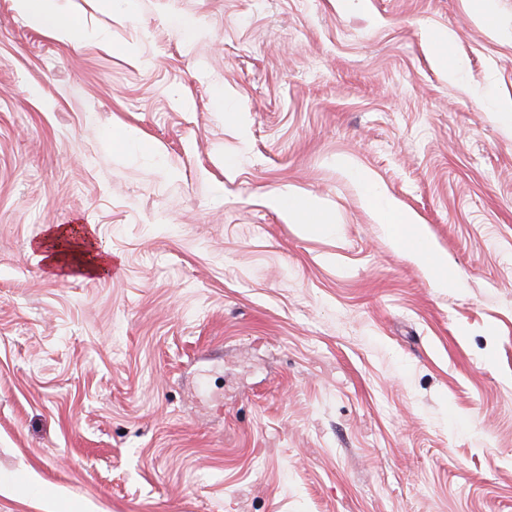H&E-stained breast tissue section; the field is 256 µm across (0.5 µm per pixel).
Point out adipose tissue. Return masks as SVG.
<instances>
[{
	"label": "adipose tissue",
	"instance_id": "1",
	"mask_svg": "<svg viewBox=\"0 0 512 512\" xmlns=\"http://www.w3.org/2000/svg\"><path fill=\"white\" fill-rule=\"evenodd\" d=\"M18 12L32 25L63 37H73L77 30L66 13L60 10L59 0H15ZM364 194L373 207L376 221L397 246L406 248L411 256L427 269L436 271L440 287L448 285V261L436 252L416 218L393 203L383 200L372 186H365ZM275 208L284 210L303 228L325 224L326 213L320 202L303 197L292 190L276 192L271 197Z\"/></svg>",
	"mask_w": 512,
	"mask_h": 512
}]
</instances>
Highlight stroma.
I'll use <instances>...</instances> for the list:
<instances>
[{
    "instance_id": "obj_1",
    "label": "stroma",
    "mask_w": 512,
    "mask_h": 512,
    "mask_svg": "<svg viewBox=\"0 0 512 512\" xmlns=\"http://www.w3.org/2000/svg\"><path fill=\"white\" fill-rule=\"evenodd\" d=\"M492 5L67 0L95 37L65 40L0 0V512H512ZM367 181L459 287L393 245ZM286 187L328 224L271 207ZM72 224L112 273L47 265Z\"/></svg>"
}]
</instances>
